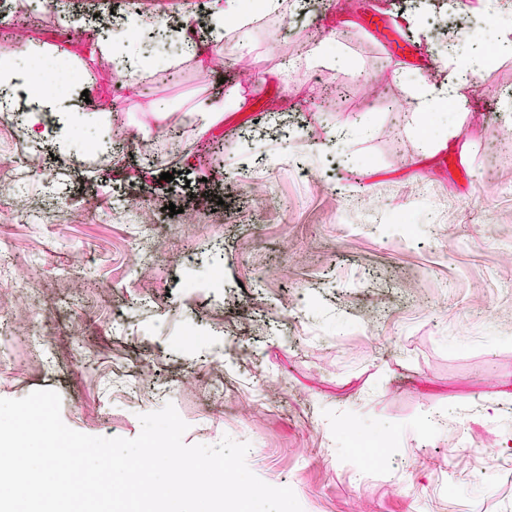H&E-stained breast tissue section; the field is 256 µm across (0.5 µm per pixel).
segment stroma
I'll list each match as a JSON object with an SVG mask.
<instances>
[{"instance_id": "obj_1", "label": "stroma", "mask_w": 512, "mask_h": 512, "mask_svg": "<svg viewBox=\"0 0 512 512\" xmlns=\"http://www.w3.org/2000/svg\"><path fill=\"white\" fill-rule=\"evenodd\" d=\"M209 2L46 0L32 22L28 46L92 79L80 121L45 140L0 120V398L53 389L68 427L126 439L174 403L185 444L249 442L250 470L303 512H512V54L470 73L468 111L441 106L423 129L402 113L448 64L435 40L470 57L494 43L479 0L448 20L431 0H298L286 28L167 78L117 79L94 49L114 12L207 39ZM299 39L285 70L278 49ZM337 81L351 93L329 112ZM204 102L224 112L202 137ZM115 105L108 150L84 158L85 119ZM28 330L55 340L51 358ZM141 379L163 400L112 390Z\"/></svg>"}]
</instances>
